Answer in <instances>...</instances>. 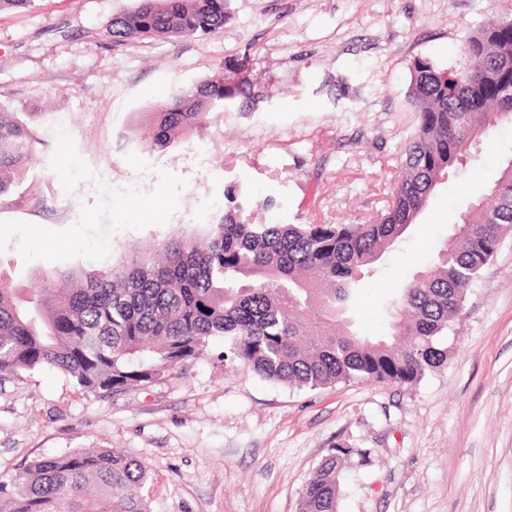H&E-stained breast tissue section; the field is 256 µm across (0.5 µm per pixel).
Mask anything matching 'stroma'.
Wrapping results in <instances>:
<instances>
[{
	"mask_svg": "<svg viewBox=\"0 0 512 512\" xmlns=\"http://www.w3.org/2000/svg\"><path fill=\"white\" fill-rule=\"evenodd\" d=\"M135 5L0 12V103L40 139L0 200V273L22 290L203 232L228 210L256 224L366 222L418 124L413 61L453 65L468 32L512 13V0H229L215 34L113 43L112 18ZM238 68L256 93L249 107L226 102L165 151L145 148L146 108ZM490 135L364 278L349 313L363 334H386L384 300L436 264L462 205L487 196L512 156V123ZM446 343L445 367L411 387H287L225 366L220 337L162 383L104 397L56 371L23 372L0 380V478L43 456L114 448L149 467L151 512H297L312 472L347 443L338 512H512V234Z\"/></svg>",
	"mask_w": 512,
	"mask_h": 512,
	"instance_id": "stroma-1",
	"label": "stroma"
}]
</instances>
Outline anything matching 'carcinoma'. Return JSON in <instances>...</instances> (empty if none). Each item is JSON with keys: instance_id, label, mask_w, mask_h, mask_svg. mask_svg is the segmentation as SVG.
<instances>
[{"instance_id": "carcinoma-1", "label": "carcinoma", "mask_w": 512, "mask_h": 512, "mask_svg": "<svg viewBox=\"0 0 512 512\" xmlns=\"http://www.w3.org/2000/svg\"><path fill=\"white\" fill-rule=\"evenodd\" d=\"M227 0H137L112 18L115 43L171 40L224 28ZM446 69L411 68L408 99L419 121L386 208L366 224H254L232 211L201 236L174 234L107 270L49 281L24 296L0 278V376L57 370L80 391L107 395L155 384L194 360L211 336L224 362L260 377L317 389L351 381L414 386L448 359L444 336L467 293L512 233V156L489 201L461 211L438 263L386 304L388 336L348 320L364 272L390 253L441 181L467 154L486 149L491 128L512 119V15L478 28ZM244 77L222 74L178 91L146 113L147 147L164 150L226 101L250 95ZM35 128L0 104V198L31 165ZM347 445L312 473L298 512H338ZM148 478L141 461L112 448H77L35 460L0 480V512H151L131 492Z\"/></svg>"}]
</instances>
